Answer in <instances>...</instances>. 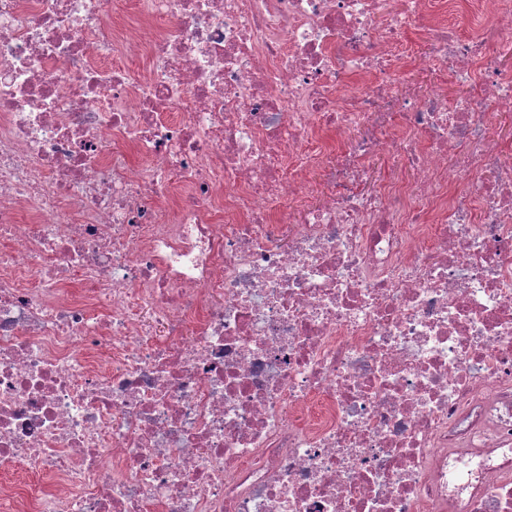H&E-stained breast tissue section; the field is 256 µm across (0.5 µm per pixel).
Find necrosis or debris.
Masks as SVG:
<instances>
[{
  "label": "necrosis or debris",
  "mask_w": 512,
  "mask_h": 512,
  "mask_svg": "<svg viewBox=\"0 0 512 512\" xmlns=\"http://www.w3.org/2000/svg\"><path fill=\"white\" fill-rule=\"evenodd\" d=\"M506 57L512 0H0V512H512ZM417 60H412L407 68L418 79V87L420 90H436L446 89L448 92V99H455L463 95L466 89L459 83L457 78L452 75L448 70H435L432 73L425 75L420 73L416 68Z\"/></svg>",
  "instance_id": "obj_1"
}]
</instances>
